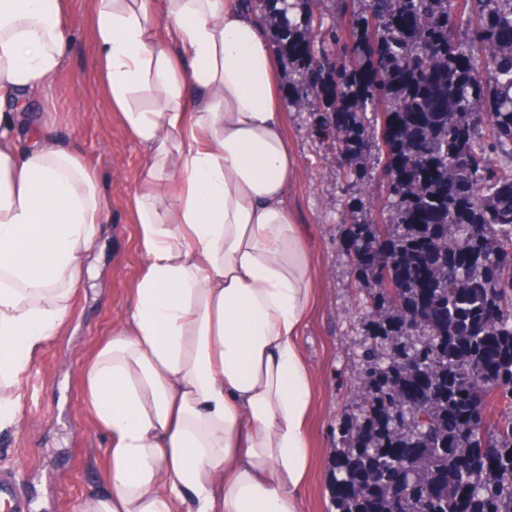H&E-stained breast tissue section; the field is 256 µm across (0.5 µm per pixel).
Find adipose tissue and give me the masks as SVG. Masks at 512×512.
<instances>
[{
    "label": "adipose tissue",
    "instance_id": "obj_1",
    "mask_svg": "<svg viewBox=\"0 0 512 512\" xmlns=\"http://www.w3.org/2000/svg\"><path fill=\"white\" fill-rule=\"evenodd\" d=\"M61 4L0 0V428L108 219L93 173L38 125L20 146L2 109L63 68ZM92 4L111 110L145 151L144 266L82 375L108 489L80 512H303L317 285L276 51L241 0Z\"/></svg>",
    "mask_w": 512,
    "mask_h": 512
}]
</instances>
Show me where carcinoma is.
Instances as JSON below:
<instances>
[{"label":"carcinoma","instance_id":"cac0c4a2","mask_svg":"<svg viewBox=\"0 0 512 512\" xmlns=\"http://www.w3.org/2000/svg\"><path fill=\"white\" fill-rule=\"evenodd\" d=\"M365 2L326 22L314 0H267L261 18L323 159L347 162L349 265L379 225L393 237L383 270L354 276L333 506L512 512V0Z\"/></svg>","mask_w":512,"mask_h":512}]
</instances>
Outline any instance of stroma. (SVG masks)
Instances as JSON below:
<instances>
[{"label":"stroma","instance_id":"35a3bbf8","mask_svg":"<svg viewBox=\"0 0 512 512\" xmlns=\"http://www.w3.org/2000/svg\"><path fill=\"white\" fill-rule=\"evenodd\" d=\"M71 40L63 69L42 97L21 110L42 119L49 135L68 146L96 175L110 215L70 304L67 329L31 363L18 425L0 430V473L18 474L28 512H78L83 499L103 492L106 437L92 417L80 382L97 349L125 310L144 258L132 212L144 152L110 111L101 83L89 0H65ZM288 147L297 178L290 198L313 235L318 303L303 336L317 382L311 439L315 474L303 493L304 512H332L331 459L345 404L354 390L362 314L340 241L342 173L319 159L320 144L307 113L286 108Z\"/></svg>","mask_w":512,"mask_h":512}]
</instances>
